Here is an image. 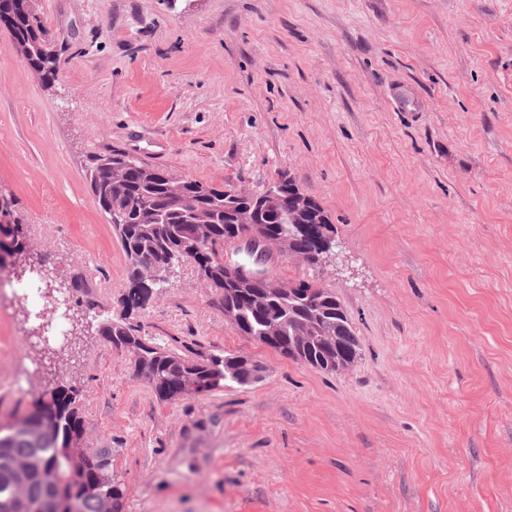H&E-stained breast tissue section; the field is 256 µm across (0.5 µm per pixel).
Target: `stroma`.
<instances>
[{
	"instance_id": "35a3bbf8",
	"label": "stroma",
	"mask_w": 512,
	"mask_h": 512,
	"mask_svg": "<svg viewBox=\"0 0 512 512\" xmlns=\"http://www.w3.org/2000/svg\"><path fill=\"white\" fill-rule=\"evenodd\" d=\"M52 85L0 28V199L57 280L99 306L41 373L0 305V424L82 392L123 512H512V0H34ZM262 191L289 178L336 228L319 268L360 344L329 374L241 335L195 265L126 313L127 260L91 159ZM244 354L260 381L159 401L99 333ZM28 387L19 390L17 378Z\"/></svg>"
}]
</instances>
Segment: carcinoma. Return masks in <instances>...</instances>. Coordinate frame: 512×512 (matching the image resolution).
<instances>
[{
    "label": "carcinoma",
    "mask_w": 512,
    "mask_h": 512,
    "mask_svg": "<svg viewBox=\"0 0 512 512\" xmlns=\"http://www.w3.org/2000/svg\"><path fill=\"white\" fill-rule=\"evenodd\" d=\"M0 27L7 29L12 42L31 47L26 64L38 70L45 83H52L60 59L33 0H0ZM105 160L118 165L120 173L96 176ZM89 179L104 213L115 205L125 208L124 223L112 228L128 261L130 287L123 297L126 311L141 309L149 300L150 288L138 279L139 259L166 264L178 257L196 264L219 293L221 307L237 310L235 325L243 335L325 372L346 369L357 359L358 338L331 289L305 280L286 285L272 277L265 309L255 310L247 300L250 288L224 282V243L236 233V225L224 211V188L188 178L177 195L169 173L155 167L147 171L144 163L119 152L103 159L94 157ZM199 219L206 221L205 233L200 247L192 250L191 235L198 230L194 221ZM293 248L308 265H323L315 239L299 237ZM2 263L41 268V263L31 259L17 224L0 223ZM270 322L282 324V335H265ZM141 332V327L123 319H107L101 328L106 340L132 355L136 376L163 402L203 395L227 380L248 383L242 377V367L251 360L245 356L202 350L178 353ZM77 396L74 389L52 387L23 416L30 428L0 424V512H44L55 499L62 512H103L107 504L111 512H122L125 487L112 472V449L88 448L77 461L65 452L84 439ZM45 420L50 429L38 431L37 426ZM20 463L27 464L22 479L17 472Z\"/></svg>",
    "instance_id": "obj_1"
}]
</instances>
